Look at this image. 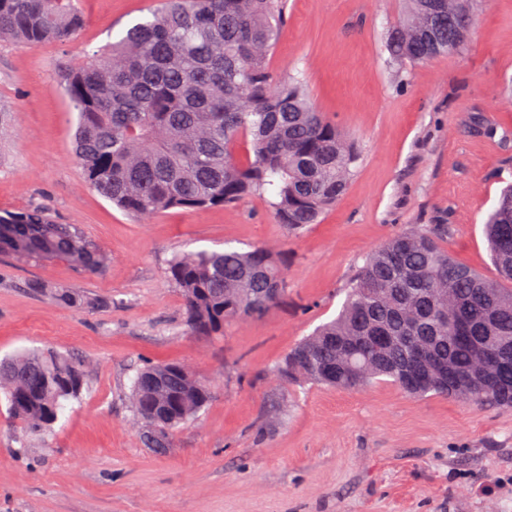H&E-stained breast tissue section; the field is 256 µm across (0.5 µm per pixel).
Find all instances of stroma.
Here are the masks:
<instances>
[{
  "label": "stroma",
  "mask_w": 512,
  "mask_h": 512,
  "mask_svg": "<svg viewBox=\"0 0 512 512\" xmlns=\"http://www.w3.org/2000/svg\"><path fill=\"white\" fill-rule=\"evenodd\" d=\"M153 5L80 0L84 25L70 42H0V101L14 113L0 213L45 206L110 257L89 276L0 254V358L50 346L82 360L88 379L42 438L23 440L0 402V512H512V410L413 398L384 381L337 390L271 377L397 233L447 225L442 247L495 277L483 223L512 183V0H475L461 51L406 65L384 48L404 0H288L271 67L300 78L359 152L343 197L298 234L263 196L143 221L85 184L58 66L117 39ZM227 245L278 254L288 298L223 335H188L168 263L179 250ZM33 280L105 304L59 307L29 291ZM146 362L182 364L212 392L164 454L145 447L128 399Z\"/></svg>",
  "instance_id": "obj_1"
}]
</instances>
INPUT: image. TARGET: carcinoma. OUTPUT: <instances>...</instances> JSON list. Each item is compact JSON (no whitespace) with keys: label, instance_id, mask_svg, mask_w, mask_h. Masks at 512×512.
Returning <instances> with one entry per match:
<instances>
[{"label":"carcinoma","instance_id":"1","mask_svg":"<svg viewBox=\"0 0 512 512\" xmlns=\"http://www.w3.org/2000/svg\"><path fill=\"white\" fill-rule=\"evenodd\" d=\"M385 38L396 62L448 56L458 12L427 23L426 0H407ZM285 0H160L148 16L78 63L59 82L76 112L74 151L87 186L119 210L153 217L268 197L277 220L300 233L344 194L356 147L317 111L302 81L270 67ZM84 23L75 0H0V41L40 47L71 40ZM448 226L403 233L374 250L336 317L319 325L273 369L282 383L340 390L389 381L413 396L512 408V184L485 221L497 278L453 260L440 246ZM0 254L61 259L100 273L109 256L76 224L41 205L0 215ZM168 278L181 292L191 333L260 317L288 296L281 260L266 247L176 254ZM56 305L94 310L102 301L74 287L33 281ZM88 387L84 365L56 349L0 360L7 411L28 436H45ZM129 399L144 444L209 405L208 383L177 363H146Z\"/></svg>","mask_w":512,"mask_h":512}]
</instances>
